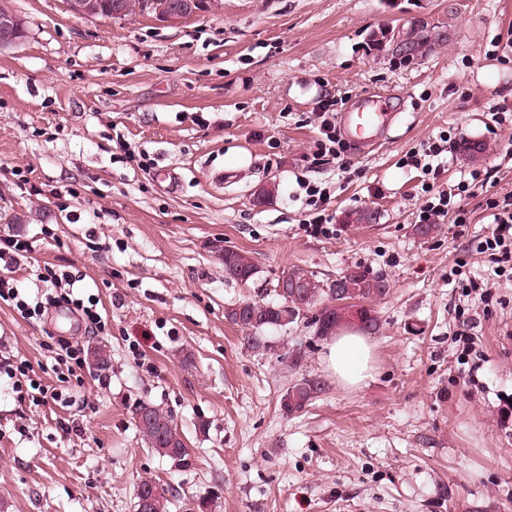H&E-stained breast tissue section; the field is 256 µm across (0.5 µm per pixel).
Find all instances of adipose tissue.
<instances>
[{
  "mask_svg": "<svg viewBox=\"0 0 512 512\" xmlns=\"http://www.w3.org/2000/svg\"><path fill=\"white\" fill-rule=\"evenodd\" d=\"M375 344L356 330L347 329L334 336L327 346L324 363L345 387H359L372 378Z\"/></svg>",
  "mask_w": 512,
  "mask_h": 512,
  "instance_id": "obj_1",
  "label": "adipose tissue"
}]
</instances>
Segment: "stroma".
<instances>
[{"label":"stroma","mask_w":512,"mask_h":512,"mask_svg":"<svg viewBox=\"0 0 512 512\" xmlns=\"http://www.w3.org/2000/svg\"><path fill=\"white\" fill-rule=\"evenodd\" d=\"M0 4L25 28L0 48V236L33 245L0 260V276L29 288L53 264L106 322L88 335L60 309L25 320L0 304V356L65 396L36 406L0 379V512H136L145 477L179 490L169 512L202 497L208 512H512V428L498 423L512 281L476 250L493 222L484 197H512V125L490 124L512 111V0H218L174 24L81 19L63 0ZM410 30L423 43L403 57L390 37ZM372 93L398 116L377 148L348 149L355 176L313 162L318 98L344 112ZM444 131L438 186L491 179L464 200L470 223L422 239L423 175L402 159ZM469 140L485 152L462 154ZM222 171L235 180L217 183ZM302 181L329 191L333 234L303 231ZM364 209L375 223H347ZM228 247L252 259L250 280L225 278ZM295 267L389 279L363 387L326 372L314 328L270 331L271 350L256 352L225 319L229 304L274 300ZM470 281L489 287L487 304ZM463 316L485 361L477 388L454 340ZM53 336L106 346L110 366L59 383ZM304 378L321 392L285 413ZM140 401L168 411L188 467L147 448Z\"/></svg>","instance_id":"35a3bbf8"}]
</instances>
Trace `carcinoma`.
Segmentation results:
<instances>
[{"label":"carcinoma","instance_id":"carcinoma-1","mask_svg":"<svg viewBox=\"0 0 512 512\" xmlns=\"http://www.w3.org/2000/svg\"><path fill=\"white\" fill-rule=\"evenodd\" d=\"M224 273L233 280L246 282L255 273L251 258L237 250L232 257L224 258ZM285 278L300 286V293L278 294V301L260 303L247 301L235 303L225 311V318L245 332L244 339L253 350L271 348L266 332L276 327H286L299 321L294 311L305 306L312 313L311 323L317 334L333 333L341 326L348 301L363 307L372 326L378 325L375 310L369 303L384 299L391 289L389 280L382 274H372L359 267L340 275V281L323 282L303 268L293 269ZM319 390V382L304 379L288 389L283 399V410L291 413L305 406ZM133 419L143 441L151 451L171 460L179 467L190 464V451L164 411L153 403L142 402L133 409ZM138 488L153 499V512H167L178 490L165 487L154 479H143Z\"/></svg>","mask_w":512,"mask_h":512}]
</instances>
